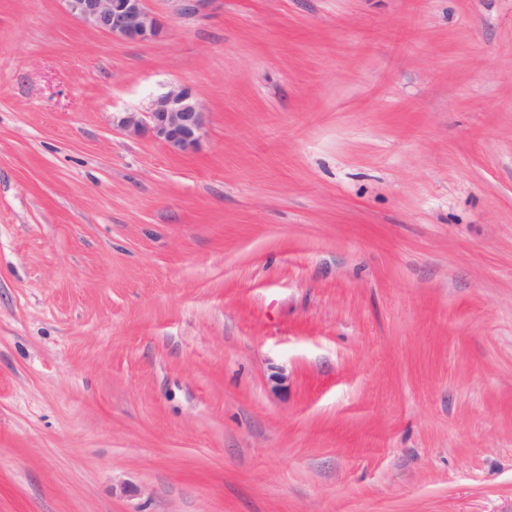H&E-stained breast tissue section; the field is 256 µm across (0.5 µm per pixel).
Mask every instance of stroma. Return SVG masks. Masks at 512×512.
I'll return each instance as SVG.
<instances>
[{
    "mask_svg": "<svg viewBox=\"0 0 512 512\" xmlns=\"http://www.w3.org/2000/svg\"><path fill=\"white\" fill-rule=\"evenodd\" d=\"M147 6L0 0V512H512V0ZM68 12L112 38L148 42L158 37L162 23L146 0H64ZM116 125L129 136H150L177 152L194 150L200 141L205 112L186 88L157 96L148 112H121Z\"/></svg>",
    "mask_w": 512,
    "mask_h": 512,
    "instance_id": "stroma-1",
    "label": "stroma"
}]
</instances>
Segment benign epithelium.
Masks as SVG:
<instances>
[{
	"label": "benign epithelium",
	"instance_id": "benign-epithelium-1",
	"mask_svg": "<svg viewBox=\"0 0 512 512\" xmlns=\"http://www.w3.org/2000/svg\"><path fill=\"white\" fill-rule=\"evenodd\" d=\"M68 12L112 38L148 42L162 23L146 0H64ZM205 112L186 88L174 87L157 96L147 112H122L116 125L129 136H150L177 152L194 150L200 141Z\"/></svg>",
	"mask_w": 512,
	"mask_h": 512
}]
</instances>
